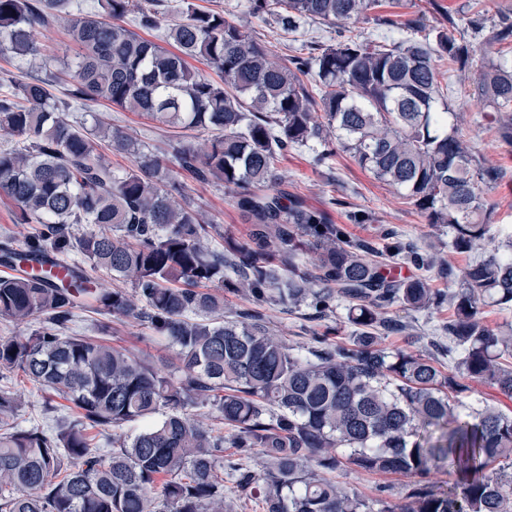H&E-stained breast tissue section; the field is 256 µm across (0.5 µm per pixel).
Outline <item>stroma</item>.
<instances>
[{
    "label": "stroma",
    "instance_id": "obj_1",
    "mask_svg": "<svg viewBox=\"0 0 512 512\" xmlns=\"http://www.w3.org/2000/svg\"><path fill=\"white\" fill-rule=\"evenodd\" d=\"M205 9H214L233 14L239 23L248 29L256 40L272 45L281 54L303 53L306 44L336 42L339 36L362 34L376 36L381 29L376 23L379 16L398 15L401 18H421L426 28L437 29L456 20L459 30H466L467 23L461 12L464 6H472L485 18L494 19L499 10L511 8L512 0H382L380 6L371 10L368 17L342 26L326 27L307 24L296 33L283 32L274 22L251 16L242 5L243 0H194ZM36 39L43 48L47 60L46 68H38L32 62H22L12 54H0V78L28 80L39 76L42 70L52 74L49 90L52 97H63L67 72L64 62L71 58L75 48L64 25L38 30ZM439 81L448 88V105L452 112L460 114L469 130L467 147L487 166L500 171L499 181L484 189L483 196L495 207V215L484 240L477 242L473 250L459 253L448 246V229L426 223L415 210L405 192L378 180L371 172L361 167L347 153H338L326 164L318 166L312 161L311 149L302 147L289 151L279 163V175L289 191L299 195L306 205L324 211L331 223L341 226L355 240L371 242L382 248L383 229L398 232L405 239L415 241L422 250L441 253L452 269H460L474 258L491 254L498 241L502 226L512 227V144L502 141L497 132L498 113L492 112L479 98L467 74L448 65H440ZM91 111L100 114L108 124L123 130L131 139L145 146L156 155H166L173 139V131L165 124L122 111L102 103H94ZM174 177L185 186L186 194L205 215L217 225L222 237L237 241L245 240L249 226L241 212L224 191L223 184L201 183L191 179L185 172L174 170ZM362 209L372 215L368 224L352 223L349 214ZM270 328L289 345H311L309 323L302 310H288L281 306L266 309ZM396 318L414 328L413 338L385 336L381 345L390 351L402 350L412 354H437L442 365H449L447 354L435 351L436 344H447L439 328L447 322L449 311L441 309L427 314L409 310H396ZM112 329L108 340L112 345L134 351L149 359L162 369H169L173 349L170 343L142 326L137 320L125 318L110 323ZM6 383L21 398V406L15 417L17 424L29 427L34 424H56L69 416L60 398L42 390L22 374L8 375Z\"/></svg>",
    "mask_w": 512,
    "mask_h": 512
}]
</instances>
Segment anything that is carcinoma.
I'll return each instance as SVG.
<instances>
[{"label":"carcinoma","instance_id":"1","mask_svg":"<svg viewBox=\"0 0 512 512\" xmlns=\"http://www.w3.org/2000/svg\"><path fill=\"white\" fill-rule=\"evenodd\" d=\"M155 0H97L72 12L71 0H0V50L35 58V32L65 24L75 46L68 99L52 100L47 79L13 83L0 97V197L19 223V239L0 238V318L34 323L19 339L0 336V373L23 372L69 401L75 412L56 430L14 422L16 392L0 387V512H224V480L258 498L263 512H512V415L467 405L470 382L512 397V336L483 320L488 304L512 307V234L503 252L470 262L462 286L445 294L426 278L405 279L397 265L442 275V258L384 233L389 260L351 240L326 214L282 187L280 160L318 141L314 161L349 152L378 179L406 191L428 224H446L450 246L467 252L492 223L481 187L496 182L448 125L437 63L472 70L495 112L512 108V63L487 55L512 42V14L486 28L468 19L470 37L432 29L419 39L349 36L310 44L308 56H277L235 18L182 0L162 25ZM376 0H246L249 14L285 32L305 23L342 25L366 17ZM163 30L161 42L129 28ZM387 28L422 31L417 19H378ZM221 74L216 82L189 60ZM106 103L174 129L204 130L201 142H173L172 160L199 182H222L250 224L244 242L216 245L217 225L191 201L167 160L144 151L94 112ZM103 143L134 157L119 173ZM80 224L98 230L82 232ZM309 238L314 270L301 260ZM66 274L50 273L59 262ZM103 271L123 288L97 285ZM219 283L247 296L248 310L224 308ZM349 303L351 340L333 341L336 301ZM448 303L445 325L456 367L388 351L383 335L412 326L387 316ZM302 306L321 322L316 345L289 346L271 333L262 309ZM133 317L176 349V372L70 332L78 312ZM163 419L136 433L132 422ZM210 417L204 424L195 415ZM112 431L104 454L90 431ZM229 437H224V430ZM234 452L224 456V447ZM265 471L251 467L256 454ZM414 481L398 501L368 499L326 478L344 465ZM447 488L429 482L443 466ZM380 510H374L375 505Z\"/></svg>","mask_w":512,"mask_h":512}]
</instances>
